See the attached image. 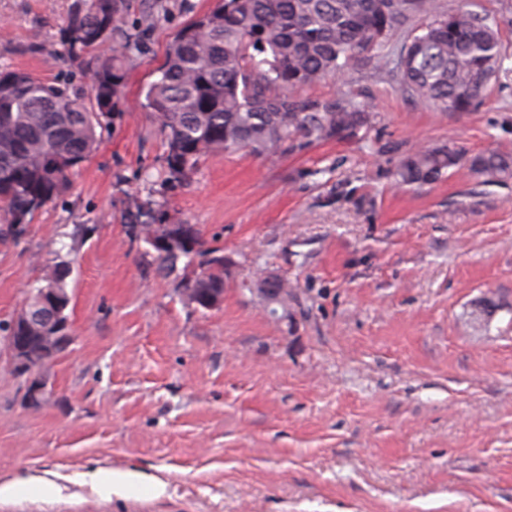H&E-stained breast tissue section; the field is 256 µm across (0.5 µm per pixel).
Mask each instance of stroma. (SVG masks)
<instances>
[{
    "label": "stroma",
    "mask_w": 512,
    "mask_h": 512,
    "mask_svg": "<svg viewBox=\"0 0 512 512\" xmlns=\"http://www.w3.org/2000/svg\"><path fill=\"white\" fill-rule=\"evenodd\" d=\"M72 2L0 0V66L67 71ZM441 2L500 31L506 71L478 109H423L361 65L308 90L366 104L375 120L358 138L208 155L176 181L145 87L214 0H127L122 26L140 42L108 132L31 223L0 217V323L64 260L74 336L36 370L37 408L0 346V482L60 488L0 512H512V180L391 175L423 148L512 151V0ZM140 207L222 250L219 306L194 309L182 267L143 261L126 223ZM267 274L290 285L275 317ZM480 298L495 314L477 332L465 314ZM98 467L164 487L109 494L82 479Z\"/></svg>",
    "instance_id": "stroma-1"
}]
</instances>
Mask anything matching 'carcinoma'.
<instances>
[{"instance_id": "obj_1", "label": "carcinoma", "mask_w": 512, "mask_h": 512, "mask_svg": "<svg viewBox=\"0 0 512 512\" xmlns=\"http://www.w3.org/2000/svg\"><path fill=\"white\" fill-rule=\"evenodd\" d=\"M125 0H74L60 39L62 60L91 76L84 91L70 81L0 70V202L10 224H27L51 201L98 145L123 81L122 63L136 36L120 29ZM422 23L397 51L396 71L412 99L438 112H472L499 75L505 54L495 22L464 7L443 10L439 0H215L201 18L183 25L167 46L144 108L166 147L170 178L191 171L206 154L246 148L257 154L304 144L346 140L372 125L362 104L341 95L303 96L329 76L371 61L387 65L385 49L409 20ZM466 168L487 181L512 179V154L472 156L453 146L401 158L399 185H432L449 170ZM130 228L152 233L156 217L137 210ZM188 246L150 253L161 271L180 258L201 257V270L184 274L193 304L210 309L224 295V254L205 249L200 230L183 225ZM68 263H57L34 291L55 288L59 334L67 335L71 303ZM35 360L45 363L39 339L21 322L10 328Z\"/></svg>"}]
</instances>
